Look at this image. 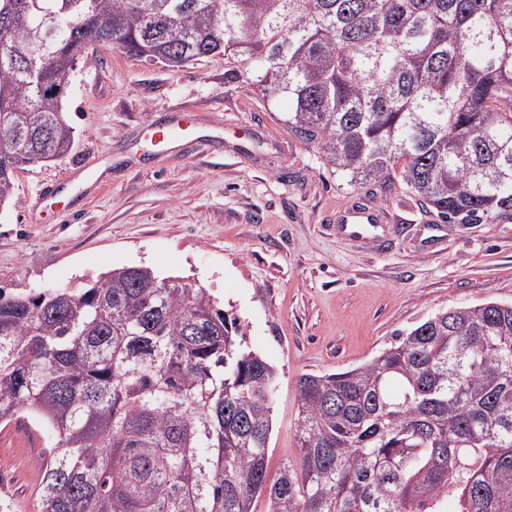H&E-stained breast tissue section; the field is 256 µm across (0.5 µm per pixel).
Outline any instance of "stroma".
<instances>
[{
  "instance_id": "1",
  "label": "stroma",
  "mask_w": 512,
  "mask_h": 512,
  "mask_svg": "<svg viewBox=\"0 0 512 512\" xmlns=\"http://www.w3.org/2000/svg\"><path fill=\"white\" fill-rule=\"evenodd\" d=\"M182 109L192 135L153 139ZM66 110L73 149L17 172L19 203L0 210V288L36 294L144 265L208 289L278 369L269 479L298 456L301 375L366 364L435 312L512 303V215L458 224L402 184L375 192L331 173L245 63L170 68L94 45ZM370 199L382 223L345 232L338 215ZM36 431L25 417L0 426L6 512H36L51 445Z\"/></svg>"
}]
</instances>
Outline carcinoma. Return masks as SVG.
<instances>
[{
	"label": "carcinoma",
	"mask_w": 512,
	"mask_h": 512,
	"mask_svg": "<svg viewBox=\"0 0 512 512\" xmlns=\"http://www.w3.org/2000/svg\"><path fill=\"white\" fill-rule=\"evenodd\" d=\"M0 208L65 158L98 41L245 61L334 173L462 224L512 213V0H0ZM47 41L49 61L20 51ZM276 367L184 277L129 265L0 288V423L54 443L37 512H512V305L441 310L370 362L297 381L298 462L268 482Z\"/></svg>",
	"instance_id": "cac0c4a2"
}]
</instances>
